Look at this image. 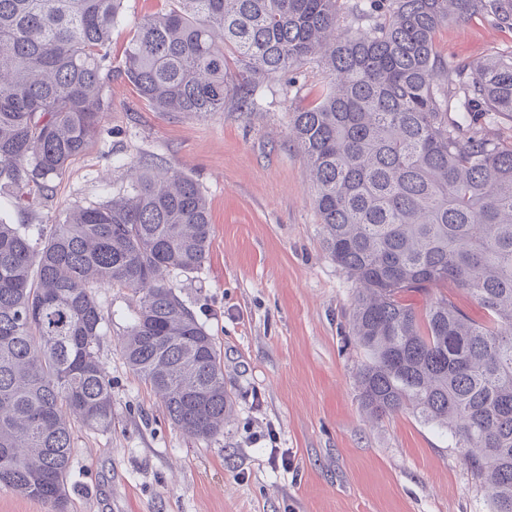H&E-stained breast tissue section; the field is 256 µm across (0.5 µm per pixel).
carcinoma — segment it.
<instances>
[{"label": "carcinoma", "mask_w": 512, "mask_h": 512, "mask_svg": "<svg viewBox=\"0 0 512 512\" xmlns=\"http://www.w3.org/2000/svg\"><path fill=\"white\" fill-rule=\"evenodd\" d=\"M143 17L112 73L123 0H0V195L26 211L100 135L118 75L158 112L248 111L265 79L306 65L327 80L292 115L316 189L323 241L356 283L351 333L373 418L409 409L449 431L492 512H512V54L453 64L435 46L450 19L512 29V0H180ZM242 68L234 74L229 56ZM211 219L197 183L172 168L131 191L74 206L49 233L0 219V486L66 512L74 428L112 430L99 359L108 320L97 291H132L127 363L185 435L224 432L231 392L213 339L175 293L200 269ZM452 285L485 312L470 318ZM440 292L448 295L449 299L454 301L455 304L462 308L473 319L479 321L485 319V311L480 308L477 303L470 299L465 293L451 288L449 285L448 288H432L428 295L413 293L408 299L417 309H422L425 308L426 304L429 303L432 298L438 296Z\"/></svg>", "instance_id": "obj_1"}]
</instances>
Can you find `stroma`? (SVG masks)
I'll return each mask as SVG.
<instances>
[{"label":"stroma","instance_id":"1","mask_svg":"<svg viewBox=\"0 0 512 512\" xmlns=\"http://www.w3.org/2000/svg\"><path fill=\"white\" fill-rule=\"evenodd\" d=\"M176 0H125L110 61L122 70L143 16ZM438 52L469 63L512 51V30L474 16L435 34ZM325 76L276 77L258 107L204 119L158 112L114 78L112 112L34 211L7 209L38 231L71 204L126 194L145 159L195 180L209 204V255L172 273L175 293L212 336L234 409L223 434L181 433L120 341L136 301L100 289L110 325L99 356L112 380V429H78L68 512H491L487 486L447 431L405 410L363 411L356 373L366 356L349 330L356 285L325 249L306 162L289 135L293 112L320 100ZM288 457L273 462L274 453Z\"/></svg>","mask_w":512,"mask_h":512}]
</instances>
